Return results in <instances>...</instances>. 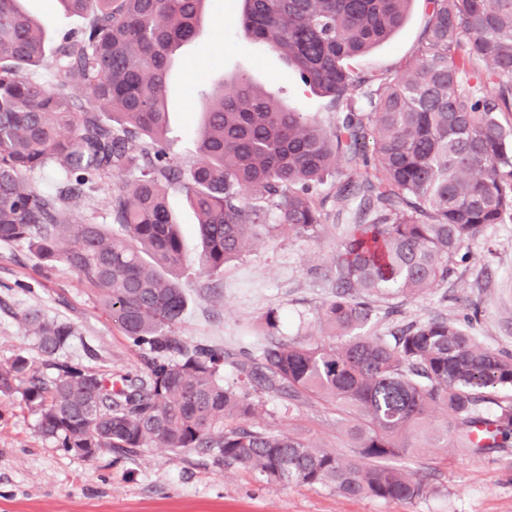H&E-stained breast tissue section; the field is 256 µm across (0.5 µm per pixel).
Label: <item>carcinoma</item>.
Instances as JSON below:
<instances>
[{
	"label": "carcinoma",
	"instance_id": "1",
	"mask_svg": "<svg viewBox=\"0 0 512 512\" xmlns=\"http://www.w3.org/2000/svg\"><path fill=\"white\" fill-rule=\"evenodd\" d=\"M17 2L0 0V242L73 269L145 365L114 380L61 359L73 327L27 313L54 373L18 355L0 363V396L21 395L44 436L68 453L210 448L261 484H328L343 497L403 503L429 492L399 463L419 452L411 434L461 452L512 436V397L485 394L512 392V355L445 318L364 334L372 298L394 309L440 287L462 249L512 217V125L499 120L512 112V0H430L416 65L379 79L367 112L357 99L371 79L352 62L403 25L412 0H243L244 36L283 56L339 116L325 129L244 78L224 83L189 168L167 157L164 94L171 56L199 36L209 0H62L92 19L50 54ZM42 65L56 86L28 77ZM470 74L494 93L465 89ZM343 159L364 174L336 191L351 222L332 257L336 291L315 322L327 340L271 339L246 353V381L225 382L223 354L175 332L187 308L175 274L185 255L168 190L197 211L200 263L213 275L251 239L317 237L329 216L319 186ZM49 165L59 173L53 194L29 180ZM114 176L110 223L123 234L70 223L68 203ZM252 383L290 405L336 403L348 457L251 428L261 408ZM435 411L442 430L430 424Z\"/></svg>",
	"mask_w": 512,
	"mask_h": 512
}]
</instances>
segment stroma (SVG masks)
<instances>
[{
    "mask_svg": "<svg viewBox=\"0 0 512 512\" xmlns=\"http://www.w3.org/2000/svg\"><path fill=\"white\" fill-rule=\"evenodd\" d=\"M38 20L49 45L80 33L85 14L64 10L59 0H22ZM431 6L413 0L403 26L356 60L362 75L392 76L415 63ZM241 0H210L202 33L173 54L165 97L169 158L187 167L198 161L196 139L213 88L246 78L264 95L332 127L328 97L305 86L278 53L246 39L239 26ZM115 189L106 180L71 206L75 222L109 221L107 201ZM169 208L182 232L185 263L178 272L188 306L176 334L188 344L223 349L224 377L236 380L244 351L269 336L320 342L313 324L333 293L329 272L336 231L325 225L318 238L271 237L247 244L242 257L216 275L198 265V217L181 190H170ZM39 311L66 322L75 335L63 350L68 360L113 377L142 373L141 355L119 324L95 301L79 275L61 262L43 261L27 244L0 243V362L22 354L39 361L24 316ZM278 316L276 328L265 322ZM434 317L460 322L489 348L512 353V222L492 227L457 263L434 293L402 304L398 312L378 307L365 332L387 336ZM254 427L293 433L312 445L346 453L331 403L312 399L295 406L262 394ZM431 491L412 503L349 499L327 486L265 485L206 448H144L92 459L67 453L38 430V419L20 396H0V512H512V441L501 448L461 453L427 451L411 461Z\"/></svg>",
    "mask_w": 512,
    "mask_h": 512,
    "instance_id": "stroma-1",
    "label": "stroma"
}]
</instances>
